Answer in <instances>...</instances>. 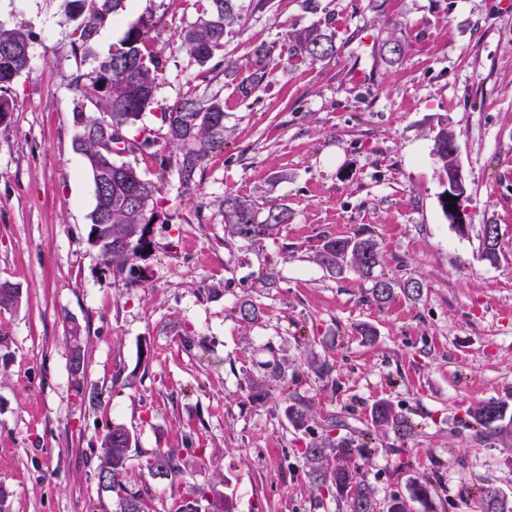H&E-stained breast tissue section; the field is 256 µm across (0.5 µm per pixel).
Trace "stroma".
Returning <instances> with one entry per match:
<instances>
[{
    "instance_id": "stroma-1",
    "label": "stroma",
    "mask_w": 512,
    "mask_h": 512,
    "mask_svg": "<svg viewBox=\"0 0 512 512\" xmlns=\"http://www.w3.org/2000/svg\"><path fill=\"white\" fill-rule=\"evenodd\" d=\"M271 0L224 39V53L283 40L292 24L331 14L344 48L315 65L277 68L241 95L226 85V143L185 192L175 170L144 151L124 159L162 178L149 244L133 272L114 274L87 238L95 203L73 149L75 112L93 113L70 84L63 53L64 0H0V26L29 24L38 39L29 73L10 87L15 106L0 125V282L23 298L0 309V512H90L109 426L136 439L131 467L148 489V512H177L169 481L139 471L160 448L214 453L235 512H346L314 493L300 454L335 416L355 437L373 403L412 414L413 438L378 437L359 465L378 500L409 497L416 478L437 492L410 512H471L478 488L512 500V0ZM200 0H126L103 27L106 54L139 17L159 41L201 13ZM410 42L403 61L378 55L387 23ZM185 55L169 58L148 137L165 135L160 112L176 98L212 91ZM456 136L468 182V230L444 214L446 186L432 154L441 125ZM232 191L261 207L287 205L288 224L258 243L225 240L220 202ZM500 228L499 261L480 256L483 225ZM374 235L396 283L424 284L418 301L368 300L372 279L331 276L315 261L328 237ZM263 317L243 326L237 302ZM79 324L84 381L70 370L66 338ZM373 331L362 339L361 326ZM193 337L185 347L184 337ZM329 360L313 374L304 355ZM285 366L288 392L316 400L321 420L294 430L283 395L256 399L248 380ZM102 393L91 400L90 389ZM490 399L507 412L490 440H473L469 407Z\"/></svg>"
}]
</instances>
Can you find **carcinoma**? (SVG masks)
I'll return each mask as SVG.
<instances>
[{
	"instance_id": "cac0c4a2",
	"label": "carcinoma",
	"mask_w": 512,
	"mask_h": 512,
	"mask_svg": "<svg viewBox=\"0 0 512 512\" xmlns=\"http://www.w3.org/2000/svg\"><path fill=\"white\" fill-rule=\"evenodd\" d=\"M205 9L194 21L186 23L174 34L165 49L147 47L148 34L155 27L151 16L141 17L130 24L124 37L112 45L101 57L95 50L99 30L124 9V0H66V16L72 30L63 48L80 61L92 62L87 71L72 74L71 86L82 99L89 101L95 114L77 113L78 129L73 147L82 155L91 174L95 204L89 214V242L96 247L105 266L121 273L131 265L146 246L147 226L158 205L160 181L142 175L133 165L120 162L115 156L135 154L151 146L148 138H124L112 142V148L102 145L108 130L105 119L112 118V127L125 132L136 127L143 112L154 102L160 79L166 66L165 53H183L192 59L209 81L222 77L236 84L243 96L268 83L272 72L287 63L316 64L334 59L344 48L336 41L331 22L325 19L308 26L293 25L287 39L281 44L261 43L253 46L242 59L224 57V36L241 25L250 12L261 11L270 0H207ZM36 39L32 28L20 24L13 28L0 27V114L11 113L14 100L9 95L13 80L30 69L31 49ZM408 40L398 33V24L388 26L381 40L379 54L382 60L395 63L404 58ZM165 128V149L162 170L176 169L179 180L187 189L197 185V175L207 157L224 149V96L217 92L208 96L187 95L175 100L161 112ZM442 126L434 137L432 153L440 164V171L448 173V133ZM221 207L224 214V235L229 239L261 241L275 236L281 225L291 219L285 205L271 206L264 219H259L257 203L232 192L224 193ZM318 263L330 274L340 276L352 271L369 276L384 261L380 245L373 236L357 234L346 238H327L317 253ZM19 288L0 282V309L17 307L21 302ZM395 298L393 281L386 277L374 280L370 299L382 306ZM240 322L250 327L262 318L259 305L249 298L237 304ZM70 369L79 375L84 368V348L80 326L72 324L69 332ZM285 382L281 366L276 365L260 378L248 379L256 396H266L270 388ZM505 404L491 399L471 408L468 427L479 438H487L503 420ZM285 416L291 426L300 430L315 419L313 405L294 401L285 406ZM372 431L393 433L400 439L415 435L418 425L392 404L380 400L370 411ZM325 436L308 442L301 454L307 465V476L313 491L341 498L348 512H409L407 500L393 495L378 506L374 491L362 478L357 464L368 443L350 437L336 438V417L325 419ZM136 447L134 435L122 424L112 425L103 435L96 477L100 489L117 496L116 508L104 504L92 512H146L144 489L128 488L130 468L128 461ZM212 459L205 458V449L167 448L149 454L141 468L155 477L169 480L171 486L181 484L182 476L190 467L205 469ZM224 480L194 483L180 495L177 512H234L232 500L224 496L219 486ZM435 488L424 479L414 483L411 499L426 502ZM477 512H512V506L500 497V492L481 488Z\"/></svg>"
}]
</instances>
